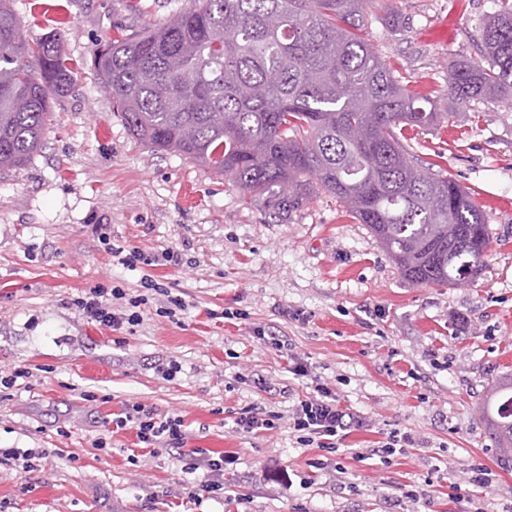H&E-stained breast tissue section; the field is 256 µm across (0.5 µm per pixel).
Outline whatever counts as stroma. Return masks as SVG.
I'll list each match as a JSON object with an SVG mask.
<instances>
[{"mask_svg":"<svg viewBox=\"0 0 512 512\" xmlns=\"http://www.w3.org/2000/svg\"><path fill=\"white\" fill-rule=\"evenodd\" d=\"M380 3L368 28L373 48L420 94L447 102L448 67L477 56V25L498 0ZM189 5L11 0L29 43L62 39L74 83L54 98L41 149L24 168L0 171V448L47 452L30 474L0 461V512H413L410 499L389 501L407 484L424 491L425 512H458L461 497L512 512V462L495 454L480 414L488 387L512 374V110L469 103L431 131L405 129L415 161L470 189L490 232L475 282L412 285L329 194L276 223L228 178L132 138L84 63L101 41ZM392 7L408 20L397 31L386 20ZM97 224L110 225L114 245L148 255L173 247L184 264L127 270L99 243ZM146 275L185 301L184 314L169 317L165 297L153 294L138 326L113 331L69 305L101 285L143 293ZM286 309L304 320L283 317ZM260 331L285 348L258 340ZM292 354L370 421L336 453L298 444L284 425L233 429L250 404L283 413L312 393L310 378L289 373ZM169 359L182 367L170 382L154 369ZM23 369L29 388L4 387ZM253 374L279 393L254 392L243 382ZM125 401L182 415L186 446L202 456L234 457L224 497L192 498L193 475L166 450L131 461L134 430L102 427ZM395 430L419 443L381 462L371 450ZM99 437L109 448L102 460ZM324 456L330 467L314 468ZM480 465L495 474L484 490L466 481Z\"/></svg>","mask_w":512,"mask_h":512,"instance_id":"1","label":"stroma"}]
</instances>
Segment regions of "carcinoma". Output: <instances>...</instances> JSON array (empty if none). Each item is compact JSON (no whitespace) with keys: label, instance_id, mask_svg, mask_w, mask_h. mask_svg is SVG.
Returning <instances> with one entry per match:
<instances>
[{"label":"carcinoma","instance_id":"obj_1","mask_svg":"<svg viewBox=\"0 0 512 512\" xmlns=\"http://www.w3.org/2000/svg\"><path fill=\"white\" fill-rule=\"evenodd\" d=\"M375 0H193L161 26L107 41L89 69L131 135L224 175L269 217L322 190L340 202L413 285L475 280L490 243L474 195L415 164L396 130L451 116L370 45ZM480 26V58L448 68L458 103L512 108V0ZM73 72L54 34L32 47L0 0V171L42 145L54 97ZM481 415L512 461V375Z\"/></svg>","mask_w":512,"mask_h":512}]
</instances>
